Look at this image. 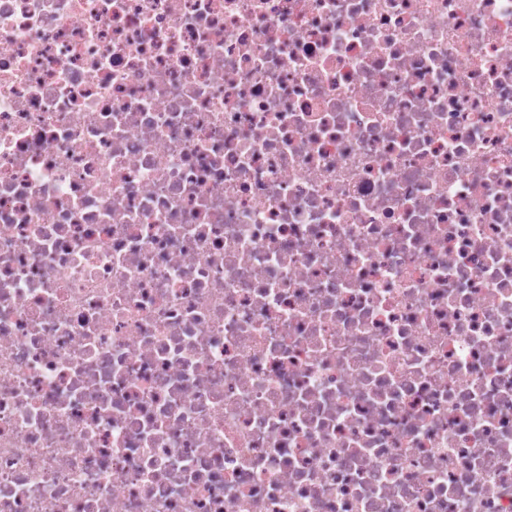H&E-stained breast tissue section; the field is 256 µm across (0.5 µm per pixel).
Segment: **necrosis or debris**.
<instances>
[{
  "label": "necrosis or debris",
  "instance_id": "necrosis-or-debris-1",
  "mask_svg": "<svg viewBox=\"0 0 512 512\" xmlns=\"http://www.w3.org/2000/svg\"><path fill=\"white\" fill-rule=\"evenodd\" d=\"M0 512H512V0H0Z\"/></svg>",
  "mask_w": 512,
  "mask_h": 512
}]
</instances>
